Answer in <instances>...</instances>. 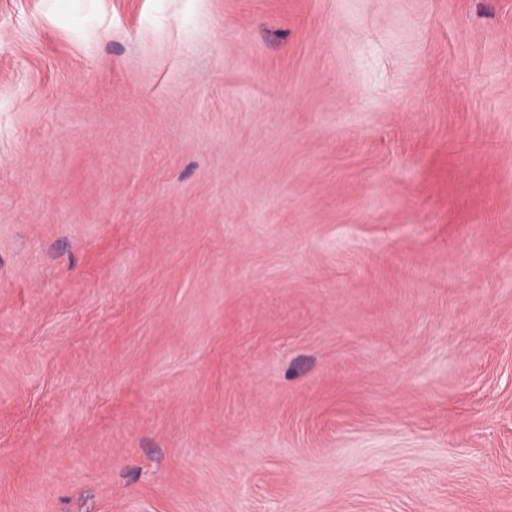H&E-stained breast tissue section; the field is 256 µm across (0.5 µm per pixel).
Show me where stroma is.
<instances>
[{
	"label": "stroma",
	"instance_id": "35a3bbf8",
	"mask_svg": "<svg viewBox=\"0 0 512 512\" xmlns=\"http://www.w3.org/2000/svg\"><path fill=\"white\" fill-rule=\"evenodd\" d=\"M0 512H512V0H0Z\"/></svg>",
	"mask_w": 512,
	"mask_h": 512
}]
</instances>
